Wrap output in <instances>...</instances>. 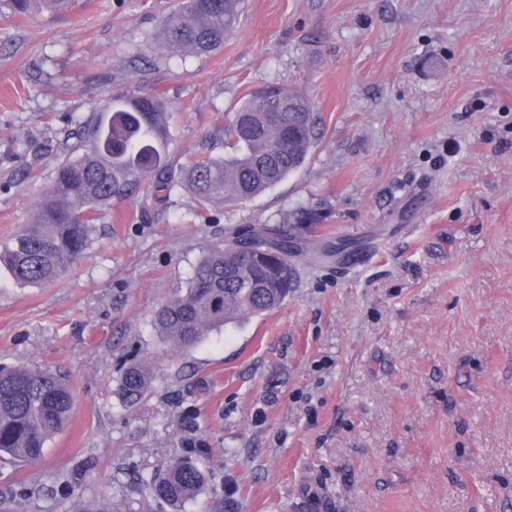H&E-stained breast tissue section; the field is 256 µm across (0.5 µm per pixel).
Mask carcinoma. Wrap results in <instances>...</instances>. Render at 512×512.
<instances>
[{"label": "carcinoma", "mask_w": 512, "mask_h": 512, "mask_svg": "<svg viewBox=\"0 0 512 512\" xmlns=\"http://www.w3.org/2000/svg\"><path fill=\"white\" fill-rule=\"evenodd\" d=\"M69 0H8L13 14L59 10ZM243 0H181L163 16L157 40L170 51L210 56L239 24ZM169 105L156 90H124L80 121L77 142L53 170L36 219L0 242V266L20 285L59 280L83 256L89 224L112 200L142 183L156 197L190 189L202 207L243 204L279 184L307 160L320 123L307 99L278 85L253 89L232 113L218 112L216 130L227 151L177 164L168 154ZM294 245L288 225H260L244 240L212 247L194 267L188 286L156 312L158 335L189 349L203 336L243 317L279 306L294 282ZM148 370L132 364L121 393L130 404L147 390ZM73 399L61 375L34 365L0 367V452L20 462L41 459L50 439L71 419ZM211 459L199 450L161 473H144L149 495L181 505L203 493Z\"/></svg>", "instance_id": "carcinoma-1"}]
</instances>
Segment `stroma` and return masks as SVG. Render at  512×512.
<instances>
[{
  "mask_svg": "<svg viewBox=\"0 0 512 512\" xmlns=\"http://www.w3.org/2000/svg\"><path fill=\"white\" fill-rule=\"evenodd\" d=\"M167 7L0 10V241L122 89L164 92L179 162L223 152L215 113L268 83L323 134L241 205L113 200L58 282L0 267V365L60 371L74 400L38 463L0 458V512H512V0H245L209 57L153 41ZM301 207L319 220L290 227L279 308L187 351L157 335L211 247ZM192 448L213 458L201 496L140 491ZM148 370L144 364H132L123 372L121 393L127 403L140 401L147 390Z\"/></svg>",
  "mask_w": 512,
  "mask_h": 512,
  "instance_id": "stroma-1",
  "label": "stroma"
}]
</instances>
